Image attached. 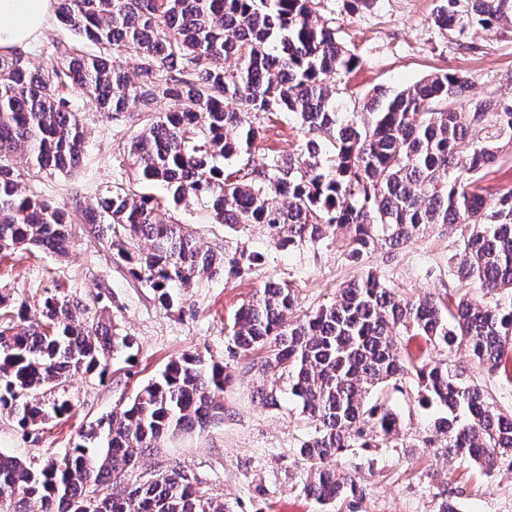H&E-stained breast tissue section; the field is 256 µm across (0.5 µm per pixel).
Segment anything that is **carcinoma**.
<instances>
[{"mask_svg":"<svg viewBox=\"0 0 512 512\" xmlns=\"http://www.w3.org/2000/svg\"><path fill=\"white\" fill-rule=\"evenodd\" d=\"M57 21L75 40L33 71L21 51L0 55V254L68 252L71 224L85 225L160 303L169 288L224 270L241 278L258 256L242 248L217 256L179 222L167 202L139 184H165L173 198L204 203L229 228L263 225L272 245L336 246L360 265L379 247L400 248L433 224L461 227L454 272L482 298L402 299L377 272L336 290L314 310L287 281H270L234 313L230 340L253 358L242 375L277 408L288 387L314 423L300 442L305 493L327 505L361 495L358 478L336 469L357 448H413L391 395L416 394L434 413L423 441L450 458L492 472L512 471V413L466 373L448 365L465 350L489 376L512 377V187L488 193L484 172L512 144V97L469 95L470 81L437 73L390 96L378 90L353 118L336 111V84L354 55L316 14L314 0H54ZM437 26L457 39L474 27L512 25V0H442ZM78 93L106 117L137 126L119 156L138 181L116 183L67 209L26 178L69 174L85 144ZM160 100L173 103L158 112ZM293 112L305 129L299 152L248 161L241 180L224 162L250 154L261 119ZM26 157L27 171L16 166ZM282 196L288 203L273 204ZM150 245L146 252L135 241ZM420 336L445 359L404 351ZM134 339L67 294L45 297L34 316L0 295V411L32 428L71 405L57 388L79 373L103 377ZM222 362L187 354L171 360L118 414L99 418L65 453L32 467L0 452V512H230L224 499L194 488L177 462L101 497L166 440L224 420Z\"/></svg>","mask_w":512,"mask_h":512,"instance_id":"cac0c4a2","label":"carcinoma"}]
</instances>
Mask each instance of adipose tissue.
<instances>
[{"instance_id": "obj_1", "label": "adipose tissue", "mask_w": 512, "mask_h": 512, "mask_svg": "<svg viewBox=\"0 0 512 512\" xmlns=\"http://www.w3.org/2000/svg\"><path fill=\"white\" fill-rule=\"evenodd\" d=\"M53 7V0H0V54L17 52L40 36Z\"/></svg>"}]
</instances>
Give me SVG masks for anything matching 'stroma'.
Returning <instances> with one entry per match:
<instances>
[{
  "label": "stroma",
  "mask_w": 512,
  "mask_h": 512,
  "mask_svg": "<svg viewBox=\"0 0 512 512\" xmlns=\"http://www.w3.org/2000/svg\"><path fill=\"white\" fill-rule=\"evenodd\" d=\"M438 4L439 0H315L319 15L358 59L336 96L339 111L352 112L374 90L393 94L446 71L467 75L473 97H484L491 90L512 95V33L477 27L467 38L455 40L434 22ZM71 101L86 122L83 161L73 176L47 172L33 181L38 194L62 206L69 205L72 186H80L90 204L105 186L136 177L134 168L114 154L118 143L133 136L134 126L93 112L80 96H72ZM261 125V135L251 148L252 160L295 153L305 140L293 113L268 115ZM175 214L216 254L237 245L257 253L259 261L250 275L196 278L175 289L176 304L167 309L151 288L115 265L111 251L80 224L72 227L74 242L67 256L20 251L0 258V292L10 294L28 312H38L45 296L58 289L102 312L135 340L130 358L111 360L107 376L78 375L67 380L64 388L72 405L68 420L52 419L24 430L0 412L1 452L34 466L63 454L79 431L123 409L171 358L198 352L222 361L234 376L224 393V421L179 436L166 443L162 454L179 460L196 477L198 489L223 498L233 512H438L445 501L456 512H512V472L487 473L468 462L448 459L442 449L421 447L361 448L340 458L339 468L356 470L363 495L351 502L317 505L303 492L308 469L296 451L312 432V424L289 415V400H282L277 409L264 406L253 394L254 381L239 375L246 356L229 352L228 332L235 311L271 279L291 281L306 309L332 298L336 289L365 268L383 275L407 298L479 296L474 284L448 273L456 252L457 225L433 226L392 252L377 249L357 267L344 262L332 248L275 249L259 224L233 232L212 223L190 197L178 202Z\"/></svg>",
  "instance_id": "stroma-1"
}]
</instances>
